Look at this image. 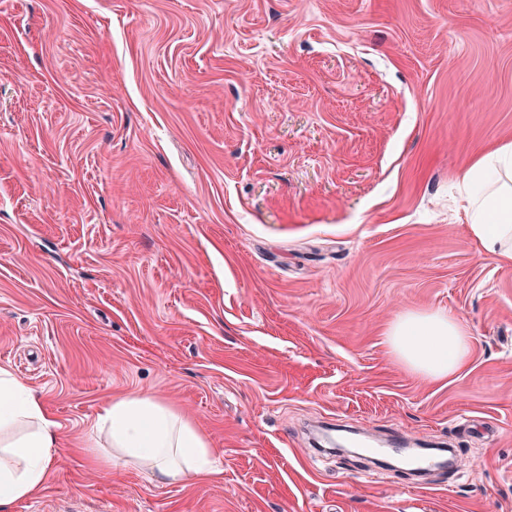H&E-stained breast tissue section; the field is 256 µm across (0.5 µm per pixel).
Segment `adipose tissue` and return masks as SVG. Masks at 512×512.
<instances>
[{
    "instance_id": "ef3b65f1",
    "label": "adipose tissue",
    "mask_w": 512,
    "mask_h": 512,
    "mask_svg": "<svg viewBox=\"0 0 512 512\" xmlns=\"http://www.w3.org/2000/svg\"><path fill=\"white\" fill-rule=\"evenodd\" d=\"M463 209L476 248L512 264V143L478 158L463 177ZM385 343L412 374L433 382L469 362L468 326L444 311H408L389 324ZM98 425L111 433L110 464L146 469L155 479H201L213 474L207 436L189 418L152 396L121 398L105 408ZM58 423L42 399L0 366V512L33 497L49 480L48 455Z\"/></svg>"
}]
</instances>
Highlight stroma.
Instances as JSON below:
<instances>
[{"instance_id":"obj_1","label":"stroma","mask_w":512,"mask_h":512,"mask_svg":"<svg viewBox=\"0 0 512 512\" xmlns=\"http://www.w3.org/2000/svg\"><path fill=\"white\" fill-rule=\"evenodd\" d=\"M511 142L512 0H0V366L60 440L12 512H512V265L460 198ZM409 310L462 372L393 359ZM137 393L218 474L108 467ZM385 343L412 374L437 382L457 374L469 362L473 337L468 326L444 311H407L389 324Z\"/></svg>"}]
</instances>
